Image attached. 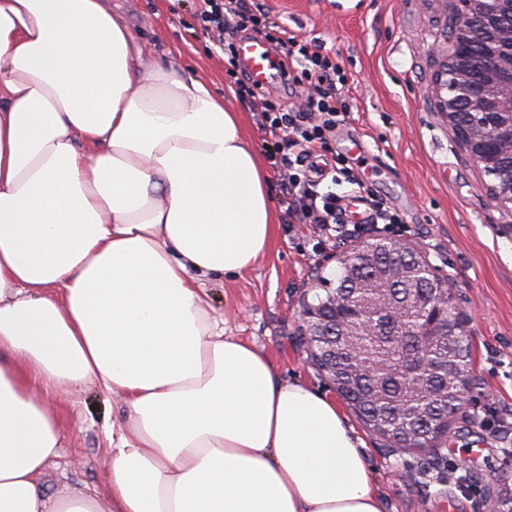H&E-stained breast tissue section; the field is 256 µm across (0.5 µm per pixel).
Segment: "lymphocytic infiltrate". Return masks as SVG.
I'll return each mask as SVG.
<instances>
[{
    "instance_id": "1",
    "label": "lymphocytic infiltrate",
    "mask_w": 512,
    "mask_h": 512,
    "mask_svg": "<svg viewBox=\"0 0 512 512\" xmlns=\"http://www.w3.org/2000/svg\"><path fill=\"white\" fill-rule=\"evenodd\" d=\"M195 18L203 30L216 34L215 45L226 58V75L256 116L290 223L314 224L324 231L342 229L346 198L335 188L361 183L330 143L348 114L349 77L344 69L323 53L317 41L286 37L284 28L271 21L263 0H201ZM240 35H257L268 42L277 57L281 91L253 81L239 58ZM297 94L303 95V104L289 106L287 96ZM325 156L332 159L333 187L327 191L308 173L309 160Z\"/></svg>"
}]
</instances>
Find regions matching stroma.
I'll list each match as a JSON object with an SVG mask.
<instances>
[{
    "instance_id": "obj_1",
    "label": "stroma",
    "mask_w": 512,
    "mask_h": 512,
    "mask_svg": "<svg viewBox=\"0 0 512 512\" xmlns=\"http://www.w3.org/2000/svg\"><path fill=\"white\" fill-rule=\"evenodd\" d=\"M271 18L299 40L319 39L349 76L350 116L336 150L373 196L404 217L400 241L446 277L470 336V389L437 453L389 447L351 409L385 512H477L487 484L512 472V211L495 207L485 177L431 98L436 58L454 0H265ZM149 64L176 62L231 94L222 53L196 23L200 0H110ZM363 147H355L353 137ZM351 239L323 240L316 225L278 222L268 253L236 277L206 280L212 315L227 335L267 354L280 376L335 395L301 341L304 294L335 279ZM64 447L48 473L52 490L104 493L110 432L124 419L117 398L94 387L61 394ZM475 465L471 486L448 476Z\"/></svg>"
}]
</instances>
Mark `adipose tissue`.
I'll list each match as a JSON object with an SVG mask.
<instances>
[{"mask_svg": "<svg viewBox=\"0 0 512 512\" xmlns=\"http://www.w3.org/2000/svg\"><path fill=\"white\" fill-rule=\"evenodd\" d=\"M107 0H0V512H384L334 399L225 335L203 281L275 215L240 116ZM120 395L106 494L54 493L53 399Z\"/></svg>", "mask_w": 512, "mask_h": 512, "instance_id": "adipose-tissue-1", "label": "adipose tissue"}]
</instances>
